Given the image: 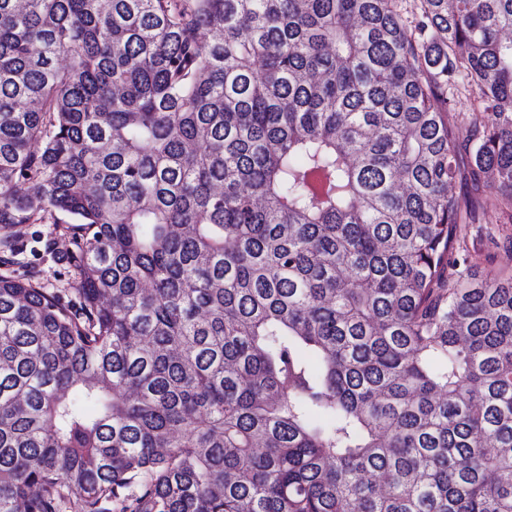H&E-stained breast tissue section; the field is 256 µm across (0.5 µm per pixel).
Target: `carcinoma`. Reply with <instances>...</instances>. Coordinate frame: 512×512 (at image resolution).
I'll return each mask as SVG.
<instances>
[{
	"label": "carcinoma",
	"mask_w": 512,
	"mask_h": 512,
	"mask_svg": "<svg viewBox=\"0 0 512 512\" xmlns=\"http://www.w3.org/2000/svg\"><path fill=\"white\" fill-rule=\"evenodd\" d=\"M511 30L0 0V249L50 218L78 275H0V512H512V277L460 228L512 218ZM455 112L461 114L464 120L458 122L455 133L460 143H465L470 136L472 126L475 122H480V110L473 104V97L468 94H460L455 96L453 101Z\"/></svg>",
	"instance_id": "cac0c4a2"
}]
</instances>
